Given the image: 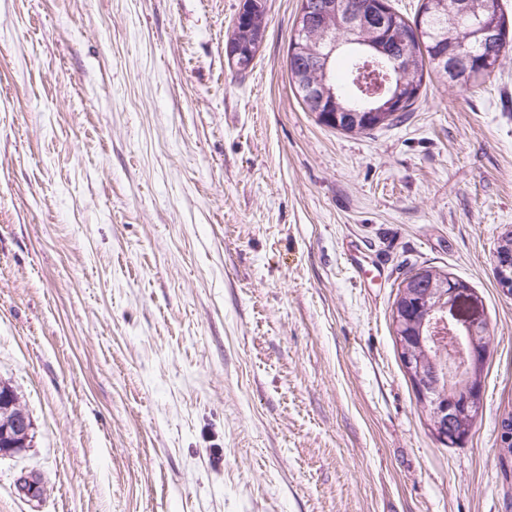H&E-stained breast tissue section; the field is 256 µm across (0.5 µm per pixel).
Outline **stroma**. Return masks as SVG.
<instances>
[{
  "label": "stroma",
  "mask_w": 512,
  "mask_h": 512,
  "mask_svg": "<svg viewBox=\"0 0 512 512\" xmlns=\"http://www.w3.org/2000/svg\"><path fill=\"white\" fill-rule=\"evenodd\" d=\"M242 3L0 0V385L33 423L0 512H512V45L346 134L290 88L299 0L229 65ZM424 266L491 334L459 448L395 342Z\"/></svg>",
  "instance_id": "35a3bbf8"
}]
</instances>
